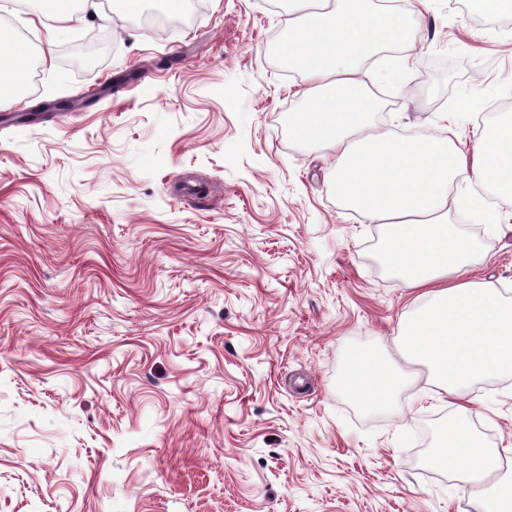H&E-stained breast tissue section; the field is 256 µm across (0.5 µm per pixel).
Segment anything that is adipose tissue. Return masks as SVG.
Returning a JSON list of instances; mask_svg holds the SVG:
<instances>
[{
  "instance_id": "obj_1",
  "label": "adipose tissue",
  "mask_w": 512,
  "mask_h": 512,
  "mask_svg": "<svg viewBox=\"0 0 512 512\" xmlns=\"http://www.w3.org/2000/svg\"><path fill=\"white\" fill-rule=\"evenodd\" d=\"M291 21L282 53L305 73L310 108L290 122L296 137L336 156L341 202L370 222L388 225L385 266L423 305L400 334V361L352 351L344 386L369 406L386 404L407 380L402 361L429 368L439 387L459 395L476 381L512 372V300L493 283L473 280L471 241L447 224L448 193L465 170L448 138L409 140L377 129L378 101L365 92L358 67L403 45L408 27L379 0H288ZM0 90L24 85L31 69L25 44L0 31ZM476 160L479 179L512 204V117L484 127ZM426 462L484 485L502 467L458 405ZM485 487V485H484ZM483 512H512V478L485 487Z\"/></svg>"
}]
</instances>
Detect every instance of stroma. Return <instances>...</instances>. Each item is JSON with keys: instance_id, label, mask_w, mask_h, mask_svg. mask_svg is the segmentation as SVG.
I'll return each instance as SVG.
<instances>
[{"instance_id": "obj_1", "label": "stroma", "mask_w": 512, "mask_h": 512, "mask_svg": "<svg viewBox=\"0 0 512 512\" xmlns=\"http://www.w3.org/2000/svg\"><path fill=\"white\" fill-rule=\"evenodd\" d=\"M0 0L30 77L0 97V512H482L425 465L458 400L416 366L386 407L341 380L352 349L395 352L415 292L388 234L338 199L332 155L297 140L303 73L270 51L288 0ZM410 48L362 62L398 134L466 156L512 112V6L407 0ZM93 33L105 49L77 46ZM187 176L205 193L181 197ZM487 202L473 278L512 298V217L465 171L449 224ZM473 425L512 448V377L465 390Z\"/></svg>"}]
</instances>
